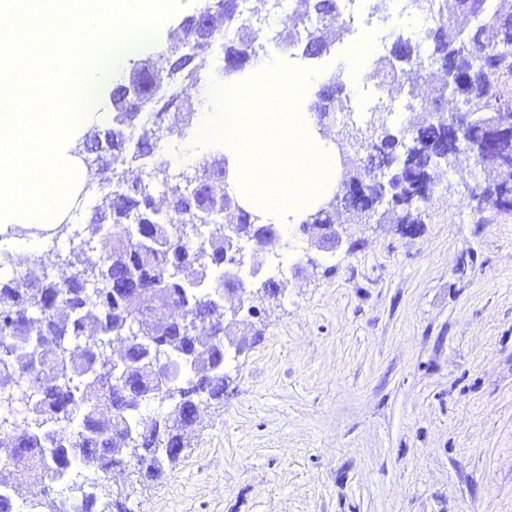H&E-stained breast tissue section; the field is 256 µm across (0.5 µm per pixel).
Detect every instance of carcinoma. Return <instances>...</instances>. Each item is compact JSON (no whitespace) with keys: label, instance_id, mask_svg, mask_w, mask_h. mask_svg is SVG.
Here are the masks:
<instances>
[{"label":"carcinoma","instance_id":"1","mask_svg":"<svg viewBox=\"0 0 512 512\" xmlns=\"http://www.w3.org/2000/svg\"><path fill=\"white\" fill-rule=\"evenodd\" d=\"M410 7L433 14L434 22L418 42L394 36L374 76L392 107L405 101L413 110L425 72H440L437 92L452 90L454 113L469 126L455 136L448 118L433 113L420 126L399 125L397 135L386 116L355 128L358 149L341 152L340 190L302 222L307 232L336 223L340 206L357 223L422 224L434 172L462 157L491 173L470 189L475 211L512 210V89L502 81L512 79V0H410ZM331 30L337 38L347 30L336 0H307L306 11L272 35L241 18L240 0H199L168 48L173 68L161 73L143 64L132 72L145 98L115 89L112 127H94L83 140L94 148L92 166L108 174L85 185L96 201L88 222L56 227L68 250L35 254L20 262L19 274H0V360L12 366L0 371V401L22 383L33 391L23 422L0 417V455L7 460L0 466V512L21 503L29 512H127L102 493L105 484L133 472L159 476L188 448L200 405L223 399L224 337L231 335L224 325V267L240 253L225 252L222 218H234L238 239L261 245L263 238L247 228L259 218L230 191L224 159L203 157L176 175L168 163L155 162L165 150L164 133H183L194 117L191 108L179 111L165 131L157 111L174 100L170 89L201 81L205 62L194 60L202 43L223 41L221 72L230 76L270 46L313 58L331 46ZM343 91L335 77L310 105L318 124L352 113ZM144 112L151 126L131 144L124 130L142 123ZM132 168L140 175L131 179ZM62 265L69 275L53 273ZM146 348L162 363L191 354L165 395L149 390ZM115 354L141 384L133 396L112 381ZM154 399L169 403L167 411L147 412ZM71 448L82 455L71 456ZM76 464L82 472H74ZM23 471L40 472L39 492L21 487Z\"/></svg>","mask_w":512,"mask_h":512}]
</instances>
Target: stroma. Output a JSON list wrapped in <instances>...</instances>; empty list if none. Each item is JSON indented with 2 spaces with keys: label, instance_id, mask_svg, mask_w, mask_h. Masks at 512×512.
I'll return each instance as SVG.
<instances>
[{
  "label": "stroma",
  "instance_id": "35a3bbf8",
  "mask_svg": "<svg viewBox=\"0 0 512 512\" xmlns=\"http://www.w3.org/2000/svg\"><path fill=\"white\" fill-rule=\"evenodd\" d=\"M196 9L121 62L99 111ZM370 38L373 70L378 26L303 65L331 78ZM486 176L472 158L436 172L409 234L341 208L331 254L293 228L285 288L234 328L252 345L227 359L223 400L160 477L121 486L128 512H512V212L478 223L467 189Z\"/></svg>",
  "mask_w": 512,
  "mask_h": 512
}]
</instances>
